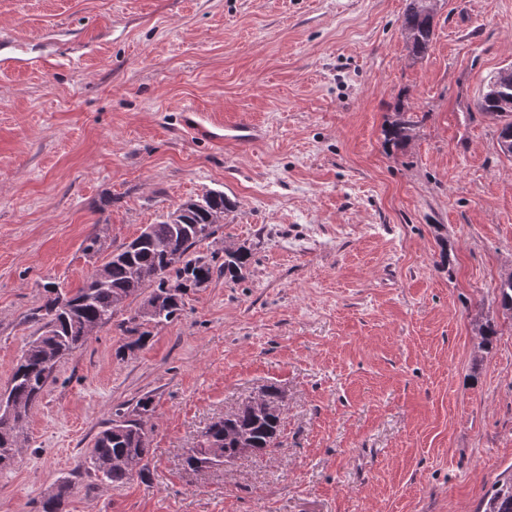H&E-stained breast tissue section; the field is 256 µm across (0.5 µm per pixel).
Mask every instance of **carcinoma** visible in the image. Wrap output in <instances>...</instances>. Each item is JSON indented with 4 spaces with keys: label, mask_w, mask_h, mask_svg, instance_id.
Masks as SVG:
<instances>
[{
    "label": "carcinoma",
    "mask_w": 512,
    "mask_h": 512,
    "mask_svg": "<svg viewBox=\"0 0 512 512\" xmlns=\"http://www.w3.org/2000/svg\"><path fill=\"white\" fill-rule=\"evenodd\" d=\"M434 15L423 10L420 0H409L401 20V34L409 55L426 56L434 38ZM500 69L492 75L478 98L479 111L498 121L497 145L501 153L512 156V79ZM417 122L397 112V118L384 130L385 145L403 146L412 138ZM231 207L224 192L210 190L197 199H188L157 224L146 225L135 238L138 245L122 246L116 255L100 265L84 285L64 291L52 282L43 284L39 306L29 314L41 334L23 350L10 382V396L28 419L52 378L56 364L81 349L99 329L112 323L121 306L119 299L134 301L149 292L145 301L129 312L120 327L130 341L120 346L123 356L146 345L152 330L178 319L190 288H200L216 276L231 281L243 278L251 261L243 247H224V261L217 253L196 255L191 249L211 238L224 223ZM164 296L161 310L145 317L142 309L153 297ZM69 297L67 308L57 307L59 297ZM498 296L502 310L512 313V276L501 279ZM270 408L246 406L235 417L218 419L206 429L202 443L186 452L185 462L192 470L211 468L233 454L238 440L245 438L254 448L270 452L282 444V415L285 397L275 386L266 389ZM151 398H141L135 407L118 412L94 440L82 467L114 486L149 473V435L143 418L151 411ZM22 428L15 421L0 419V449L16 442ZM72 482L63 478L40 502L39 512H67ZM483 512H512V476L495 481L487 491Z\"/></svg>",
    "instance_id": "obj_1"
}]
</instances>
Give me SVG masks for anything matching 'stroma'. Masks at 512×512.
<instances>
[{
  "label": "stroma",
  "instance_id": "1",
  "mask_svg": "<svg viewBox=\"0 0 512 512\" xmlns=\"http://www.w3.org/2000/svg\"><path fill=\"white\" fill-rule=\"evenodd\" d=\"M407 0H0V392L44 283L82 285L141 228L210 190L208 254L244 279L117 357V324L62 360L0 469V512H477L512 473V157L474 106L512 64V0H440L424 59ZM404 109L414 137L385 150ZM257 126L240 145L192 114ZM101 249L86 252V239ZM496 325L479 348L478 324ZM283 445L192 471L187 449L268 386ZM151 397L150 468L78 469L116 410ZM434 16L423 10L420 0H409L401 20V34L413 59H423L434 38ZM71 490L72 482L69 479L58 480L52 492L40 502L39 512H68Z\"/></svg>",
  "mask_w": 512,
  "mask_h": 512
}]
</instances>
